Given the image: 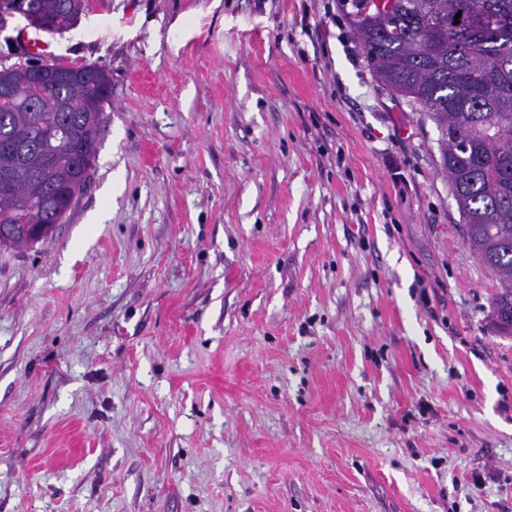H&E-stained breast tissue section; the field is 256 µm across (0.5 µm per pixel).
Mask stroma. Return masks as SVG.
I'll return each mask as SVG.
<instances>
[{
    "label": "stroma",
    "instance_id": "35a3bbf8",
    "mask_svg": "<svg viewBox=\"0 0 512 512\" xmlns=\"http://www.w3.org/2000/svg\"><path fill=\"white\" fill-rule=\"evenodd\" d=\"M349 0H89L112 106L0 249V512H512V336Z\"/></svg>",
    "mask_w": 512,
    "mask_h": 512
}]
</instances>
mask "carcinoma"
<instances>
[{
	"instance_id": "obj_1",
	"label": "carcinoma",
	"mask_w": 512,
	"mask_h": 512,
	"mask_svg": "<svg viewBox=\"0 0 512 512\" xmlns=\"http://www.w3.org/2000/svg\"><path fill=\"white\" fill-rule=\"evenodd\" d=\"M15 14L34 13L38 30L62 33L88 0H12ZM352 0V33L383 85L428 114L439 130L441 168L462 224L464 243L498 282L490 303L493 331L512 336V23L472 26L485 11L512 19V0ZM447 20L428 31L423 17ZM0 71V168L14 182L0 188V225H12L0 247L21 249L16 239L45 228L33 247L67 222L73 195L89 184L106 123L105 79L99 67Z\"/></svg>"
}]
</instances>
